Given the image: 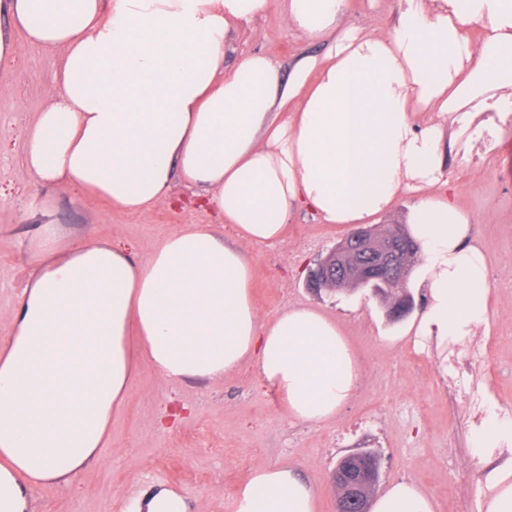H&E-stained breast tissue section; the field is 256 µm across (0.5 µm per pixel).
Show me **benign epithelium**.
<instances>
[{
	"label": "benign epithelium",
	"instance_id": "1",
	"mask_svg": "<svg viewBox=\"0 0 512 512\" xmlns=\"http://www.w3.org/2000/svg\"><path fill=\"white\" fill-rule=\"evenodd\" d=\"M421 258V247L403 227L383 234L373 225L354 228L324 258L317 261L308 275L311 289L317 291L328 285L341 288L395 285L399 295L388 304L387 316L398 320L415 308L414 299L405 288L412 267ZM380 477L379 459L368 450L340 457L330 473L336 488V512H367Z\"/></svg>",
	"mask_w": 512,
	"mask_h": 512
}]
</instances>
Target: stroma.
<instances>
[{
	"label": "stroma",
	"mask_w": 512,
	"mask_h": 512,
	"mask_svg": "<svg viewBox=\"0 0 512 512\" xmlns=\"http://www.w3.org/2000/svg\"><path fill=\"white\" fill-rule=\"evenodd\" d=\"M323 50L273 9L239 25L225 62L265 54L285 68L297 56ZM61 62L60 52L27 43L0 61V343L11 334L7 316L32 273L41 225H56L66 241L91 235L121 242L144 263L171 233L215 221L213 212L194 205L197 187L180 178L169 202L131 214L28 175L24 133L47 105ZM446 163L489 266L488 322L470 343L443 349L416 340L407 333L409 320H387L383 303L368 290L309 289L310 268L349 225L322 224L303 211L269 243L241 241L234 226L225 225V244L241 249L252 265L262 320L300 305L336 319L362 368L347 403L336 419L308 425L287 416L279 395L262 387L254 364L168 386L140 363L101 458L70 483L34 488L33 512H136L138 496L159 487L179 495L188 512H229L238 485L263 465L297 469L315 489L317 512H336L330 472L339 457L359 450L379 456V489L409 479L434 498L436 512H478L486 478L503 458L476 454L477 428L455 392L476 389L489 412H512V137L481 170L452 154ZM446 350L458 365L451 386L440 373Z\"/></svg>",
	"instance_id": "stroma-1"
}]
</instances>
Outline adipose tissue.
I'll use <instances>...</instances> for the list:
<instances>
[{"label": "adipose tissue", "instance_id": "adipose-tissue-1", "mask_svg": "<svg viewBox=\"0 0 512 512\" xmlns=\"http://www.w3.org/2000/svg\"><path fill=\"white\" fill-rule=\"evenodd\" d=\"M349 0H0V59L21 43L59 51L50 102L25 134L36 181L137 213L175 178L198 186L241 240L274 242L300 210L324 224H375L409 200L428 307L415 334L460 341L487 323L484 251L469 243L445 151L494 158L512 136V0H396L365 27ZM281 8L324 41L288 75L267 55L227 66L241 22ZM41 229L34 270L0 345V512L29 489L70 482L108 442L138 362L165 384L251 362L294 421L332 420L360 377L335 319L295 306L263 322L250 261L215 226L170 234L145 264L111 242L57 246ZM232 512H316L293 469L263 466ZM372 512H436L410 481ZM479 512H512V461Z\"/></svg>", "mask_w": 512, "mask_h": 512}]
</instances>
